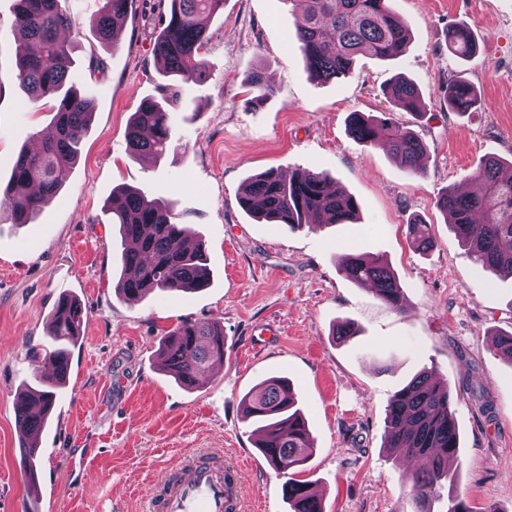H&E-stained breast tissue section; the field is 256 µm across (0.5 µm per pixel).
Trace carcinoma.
<instances>
[{"instance_id": "cac0c4a2", "label": "carcinoma", "mask_w": 512, "mask_h": 512, "mask_svg": "<svg viewBox=\"0 0 512 512\" xmlns=\"http://www.w3.org/2000/svg\"><path fill=\"white\" fill-rule=\"evenodd\" d=\"M300 9L298 48L311 74L322 82L336 80L350 69L359 55L388 60L404 53L410 41L406 23L396 14L391 0H288ZM132 0H100L95 18L97 38L108 43L116 26L128 15ZM224 9V0H168L164 25L154 43L158 73L168 83L159 96L147 97L133 113L126 134L129 156L161 157L182 148L169 122L167 106L177 102L181 88L207 78L202 50L207 43L202 17ZM15 22L21 34L14 79L34 102L46 101L54 112L56 135L32 148L22 149L6 184L0 183V208L10 212L13 223L29 224L43 200L58 194L80 155V145L90 125L94 101L68 84L70 29L61 0H16ZM448 51L470 58L477 52L473 34L452 26L446 33ZM252 97L261 104L274 96L265 76L256 72L248 80ZM391 99L409 112L421 111L416 85L398 76L390 84ZM473 84L457 76L443 88V101L452 112H466L477 102ZM354 140L366 147H382L406 169L417 172L427 152L425 142L412 130L387 117L362 112L349 116ZM496 158L480 161L474 174L480 190L462 195L442 194L437 207L468 246L475 262L501 277L512 278V176L502 174ZM323 172L294 171L285 176L268 170L242 187L238 204L247 213L272 224L298 229L312 224H348L358 203L342 186L330 187ZM111 221L119 225L126 242L122 264L133 270L113 285L126 299H137L154 290L190 292L209 284L202 244L175 247L188 236L179 214L140 190H112L108 202ZM411 244L426 251L433 239L430 225H407ZM338 265L355 283L371 287L377 298L400 308L402 291L398 278L381 259L367 260L351 250L337 256ZM86 312L80 303L61 297L47 324V334L60 342L47 360L49 375L38 386H27L15 399L18 426L30 435L46 423L49 412L36 413L33 406H54L55 390L68 379L73 348L80 336ZM495 350L512 361V332L496 334ZM163 370L180 383L193 387L207 368L224 360V326L216 321H186L162 340L158 353ZM245 418L258 425L260 448L270 465L287 474L302 471L312 454L305 416L288 381L270 377L261 381L243 400ZM384 447L421 462L411 492L417 512H431V502L443 488L453 485L455 475L448 462L457 457L459 434L448 379L424 370L391 396L385 417ZM307 483L288 478L284 493L292 512H323L322 502L304 494Z\"/></svg>"}]
</instances>
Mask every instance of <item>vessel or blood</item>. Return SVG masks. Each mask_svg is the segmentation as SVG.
Here are the masks:
<instances>
[{
	"instance_id": "obj_1",
	"label": "vessel or blood",
	"mask_w": 512,
	"mask_h": 512,
	"mask_svg": "<svg viewBox=\"0 0 512 512\" xmlns=\"http://www.w3.org/2000/svg\"><path fill=\"white\" fill-rule=\"evenodd\" d=\"M239 467L188 456L148 499L147 512H238Z\"/></svg>"
}]
</instances>
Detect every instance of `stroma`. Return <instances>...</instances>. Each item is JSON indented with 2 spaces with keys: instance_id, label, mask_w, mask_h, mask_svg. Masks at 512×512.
Masks as SVG:
<instances>
[{
  "instance_id": "stroma-1",
  "label": "stroma",
  "mask_w": 512,
  "mask_h": 512,
  "mask_svg": "<svg viewBox=\"0 0 512 512\" xmlns=\"http://www.w3.org/2000/svg\"><path fill=\"white\" fill-rule=\"evenodd\" d=\"M15 0H0V180L21 149L49 131L47 104L32 103L11 75L19 36ZM409 25L406 51L359 58L343 77L310 73L289 0H224L206 22L209 76L170 106L187 151L131 159L126 132L141 100L163 81L153 44L164 0H134L115 43L97 41L99 0H66L74 41L68 81L94 100L93 121L59 195L17 225L0 210V512H146L152 488L183 457L222 453L245 461L242 512H290L285 477L255 446L243 398L284 376L306 416L313 454L302 474L324 512H415L413 463L385 448L392 394L421 370L447 378L461 448L454 493L473 512H512V361L492 346L512 331V279L485 270L437 208L439 195L473 186L479 159L512 162V0H392ZM469 29L478 52L448 51V27ZM262 69L275 89L259 107L247 80ZM418 87L423 115L389 102L398 76ZM466 77L478 102L448 111L440 89ZM388 115L428 145L413 173L389 153L357 143L350 113ZM328 173L359 204L350 224L289 229L247 214L237 197L267 170ZM131 187L182 214L209 259L210 283L192 293L119 297L122 240L106 212L113 189ZM431 224L433 245H411L407 226ZM385 259L402 287L394 309L349 280L337 255ZM88 318L72 368L36 438L39 483L20 464L15 395L35 384L56 347L45 324L62 295ZM184 321L224 326V360L188 389L159 366L165 333ZM356 333L336 339L338 324ZM488 396L492 414L473 396Z\"/></svg>"
}]
</instances>
